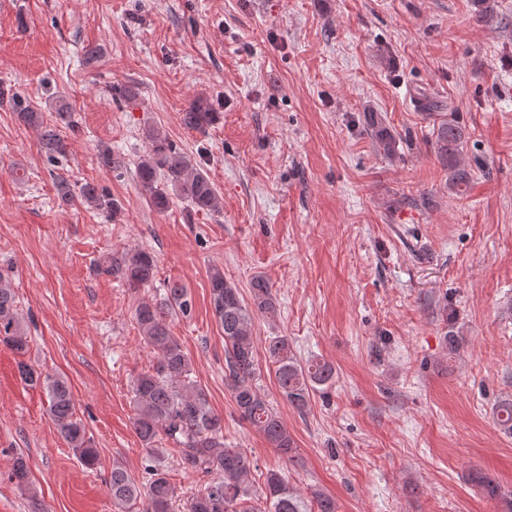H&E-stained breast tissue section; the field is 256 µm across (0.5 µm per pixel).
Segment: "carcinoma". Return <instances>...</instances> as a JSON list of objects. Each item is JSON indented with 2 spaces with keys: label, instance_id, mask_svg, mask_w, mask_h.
I'll list each match as a JSON object with an SVG mask.
<instances>
[{
  "label": "carcinoma",
  "instance_id": "cac0c4a2",
  "mask_svg": "<svg viewBox=\"0 0 512 512\" xmlns=\"http://www.w3.org/2000/svg\"><path fill=\"white\" fill-rule=\"evenodd\" d=\"M0 103L9 104L24 124L41 128V149L46 155L55 158L65 151L61 129L76 127L66 105H59L55 121L45 125L42 113L3 89H0ZM219 118L220 114L212 111L203 99L182 114L183 124L195 130H203ZM364 122L383 154L396 156L397 138L383 126L377 113H364ZM146 139L149 150L137 164L136 178L156 210H165L173 194L185 199L198 212L221 210V196L209 177L177 151L166 136L149 130ZM466 142V127L458 121L452 119L437 125L435 147L441 163L448 168V188L458 194L464 193L469 185L468 173L462 166ZM55 188L57 197L66 204H88L112 217L120 211L118 202L92 183L76 188L59 177ZM94 269L131 288H144L155 281L158 263L154 253L138 248L103 253L94 261ZM210 282L213 314L224 331V382L238 416L260 432L269 447L298 466L301 457L294 439L257 383L261 370L254 351L253 318L256 314L274 313L276 296L261 277L251 282L249 303L239 288L224 279V272L214 270ZM192 311L193 300L187 288L178 283L168 285L160 301H144L135 309L139 332L156 354V362L132 380V425L147 457L157 454V442L165 437L177 445L180 465L206 477L207 481L184 499L163 470L147 464L145 476L138 480L116 464L109 479L115 508L118 512H176L178 509L181 512H337L335 498L314 491L307 499L276 470L266 474L263 501L250 504L248 480L255 468L254 460L245 449L224 444V419L212 409L206 392L192 378L191 362L170 329L171 317L187 318ZM0 342L19 354L26 353L28 348L14 288L11 280L2 274ZM267 354L280 394L299 413L308 408L312 392L319 386L329 385L334 378L335 369L330 363L300 360L285 336L271 338ZM18 372L24 382L44 385L58 434L86 467H95L98 451L87 436L83 422L75 417L67 381L22 361ZM496 417L504 430L512 432V399L497 405ZM11 477L18 486L30 488L29 470L23 458L15 459ZM469 481L492 500L502 496L500 486L478 469L469 473Z\"/></svg>",
  "mask_w": 512,
  "mask_h": 512
}]
</instances>
